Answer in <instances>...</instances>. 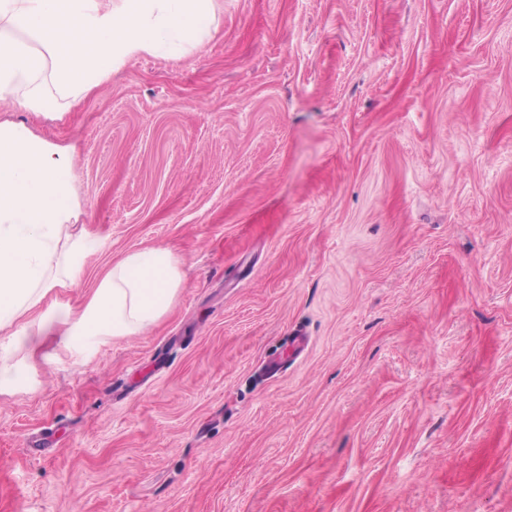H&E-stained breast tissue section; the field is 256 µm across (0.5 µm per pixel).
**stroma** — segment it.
I'll use <instances>...</instances> for the list:
<instances>
[{"mask_svg":"<svg viewBox=\"0 0 512 512\" xmlns=\"http://www.w3.org/2000/svg\"><path fill=\"white\" fill-rule=\"evenodd\" d=\"M61 118L98 249L184 284L0 393V512H512V0H215Z\"/></svg>","mask_w":512,"mask_h":512,"instance_id":"1","label":"stroma"}]
</instances>
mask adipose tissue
Wrapping results in <instances>:
<instances>
[{"mask_svg": "<svg viewBox=\"0 0 512 512\" xmlns=\"http://www.w3.org/2000/svg\"><path fill=\"white\" fill-rule=\"evenodd\" d=\"M212 0H0V103L56 115L132 57L176 55L212 34ZM73 157L25 124L0 122V392L35 385L42 346L58 337L75 363L144 332L174 306L184 263L165 247L128 252L73 308L49 295L73 285L94 239L74 233Z\"/></svg>", "mask_w": 512, "mask_h": 512, "instance_id": "obj_1", "label": "adipose tissue"}]
</instances>
